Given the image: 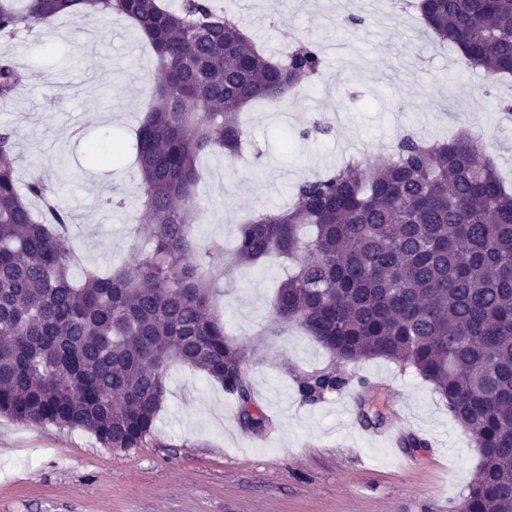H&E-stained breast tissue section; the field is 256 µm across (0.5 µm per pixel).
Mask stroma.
I'll list each match as a JSON object with an SVG mask.
<instances>
[{
    "label": "stroma",
    "mask_w": 512,
    "mask_h": 512,
    "mask_svg": "<svg viewBox=\"0 0 512 512\" xmlns=\"http://www.w3.org/2000/svg\"><path fill=\"white\" fill-rule=\"evenodd\" d=\"M218 3L266 53L312 41L324 66L287 104L243 112L248 138L238 158L201 157L199 245L232 250L250 213L286 206L296 184L347 155L382 163L407 132L481 135L512 178V116L497 109L512 102V78L487 77L456 49L427 42L420 18L399 0H375L358 27L340 20L331 0ZM0 57L28 75L0 97V127L17 133L19 180L53 187L74 217L70 237L85 267L104 273L135 261L134 245L151 224L133 155L104 165L89 150L132 145L159 81L151 50L127 19L62 16L0 36ZM317 122L332 133H312ZM287 272L277 257L239 268L214 307L249 355L245 373L271 432L246 430L235 396L175 363L156 447L112 450L79 429L0 416V512H452L480 466L479 450L414 370L380 358L338 363L300 327L277 325L274 288ZM323 369L348 378V388L303 402L299 375ZM361 393L385 415L384 428L361 425ZM402 412L428 447L385 442Z\"/></svg>",
    "instance_id": "35a3bbf8"
}]
</instances>
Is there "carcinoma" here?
Listing matches in <instances>:
<instances>
[{
  "mask_svg": "<svg viewBox=\"0 0 512 512\" xmlns=\"http://www.w3.org/2000/svg\"><path fill=\"white\" fill-rule=\"evenodd\" d=\"M0 0V34L55 20L82 3L120 16L170 77L153 91L134 145L152 227L134 263L75 278L68 225L40 179L20 187L17 138L0 128V415L84 429L106 448L157 444L166 369L178 361L236 396L243 426L266 428L246 355L214 314L212 290L230 265L201 248L197 157L235 159L247 138L240 112L284 101L321 72L302 41L288 62L259 50L213 0ZM427 36L487 76L512 75V0H416ZM26 75L0 59V97ZM298 261L273 315L297 323L340 363L382 358L430 381L481 455L453 512H512V191L479 136L427 142L409 133L383 164L358 159L298 184L286 210L255 212L238 227L234 256L257 265ZM316 403L346 388L334 370L301 375ZM365 426L384 415L360 398Z\"/></svg>",
  "mask_w": 512,
  "mask_h": 512,
  "instance_id": "obj_1",
  "label": "carcinoma"
}]
</instances>
